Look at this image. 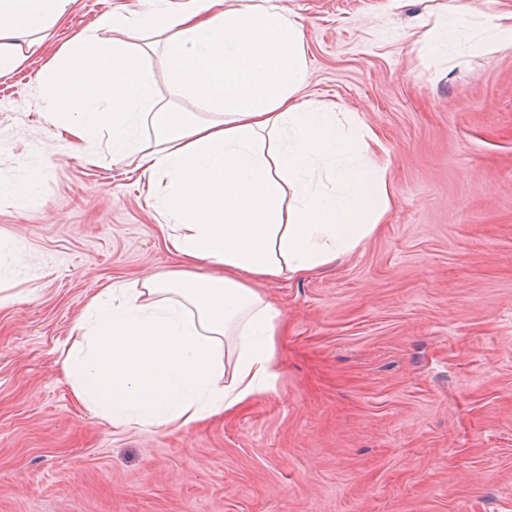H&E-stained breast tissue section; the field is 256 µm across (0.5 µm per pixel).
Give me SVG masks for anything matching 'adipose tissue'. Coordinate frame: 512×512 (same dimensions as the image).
Here are the masks:
<instances>
[{
  "instance_id": "obj_1",
  "label": "adipose tissue",
  "mask_w": 512,
  "mask_h": 512,
  "mask_svg": "<svg viewBox=\"0 0 512 512\" xmlns=\"http://www.w3.org/2000/svg\"><path fill=\"white\" fill-rule=\"evenodd\" d=\"M73 2L0 0V72ZM471 18L481 45H512V19L481 17L473 0L423 20L422 40L446 47ZM98 25L163 38L170 99L157 97L144 51L88 32L44 77L46 118L87 155L108 142L164 183L156 210L179 265L94 298L63 369L78 404L112 426L186 427L273 388L283 316L257 286L332 265L377 231L394 196L385 149L360 118L299 101L304 35L271 0H153ZM175 96L213 117L173 111Z\"/></svg>"
}]
</instances>
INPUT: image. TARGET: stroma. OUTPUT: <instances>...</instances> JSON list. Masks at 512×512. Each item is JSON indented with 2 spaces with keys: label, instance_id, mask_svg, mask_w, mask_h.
Segmentation results:
<instances>
[{
  "label": "stroma",
  "instance_id": "stroma-1",
  "mask_svg": "<svg viewBox=\"0 0 512 512\" xmlns=\"http://www.w3.org/2000/svg\"><path fill=\"white\" fill-rule=\"evenodd\" d=\"M448 0H280L299 98L380 134L386 224L317 273L263 284L283 312L273 389L184 428L79 406L61 348L86 302L176 264L136 160L86 159L45 118L62 45L150 0H76L0 74V512H512V46L416 25Z\"/></svg>",
  "mask_w": 512,
  "mask_h": 512
}]
</instances>
